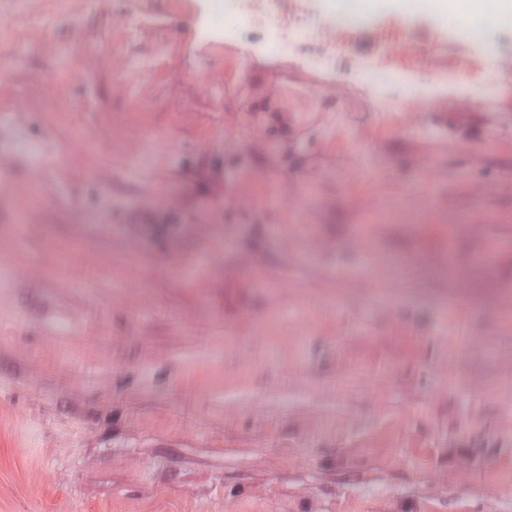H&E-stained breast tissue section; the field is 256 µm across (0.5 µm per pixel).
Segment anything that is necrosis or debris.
Masks as SVG:
<instances>
[{
  "label": "necrosis or debris",
  "mask_w": 512,
  "mask_h": 512,
  "mask_svg": "<svg viewBox=\"0 0 512 512\" xmlns=\"http://www.w3.org/2000/svg\"><path fill=\"white\" fill-rule=\"evenodd\" d=\"M209 17L225 21V37L270 54H300L328 70L349 65L379 106H386L389 91L398 85L412 97L421 94L419 69L428 63L426 50L417 52L416 67L408 69L390 56L358 53L354 35L366 20L338 12L334 0H210Z\"/></svg>",
  "instance_id": "4bbe7bcc"
}]
</instances>
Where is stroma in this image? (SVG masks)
<instances>
[{"instance_id": "stroma-1", "label": "stroma", "mask_w": 512, "mask_h": 512, "mask_svg": "<svg viewBox=\"0 0 512 512\" xmlns=\"http://www.w3.org/2000/svg\"><path fill=\"white\" fill-rule=\"evenodd\" d=\"M199 9L0 0V512H512L497 58L383 110Z\"/></svg>"}]
</instances>
